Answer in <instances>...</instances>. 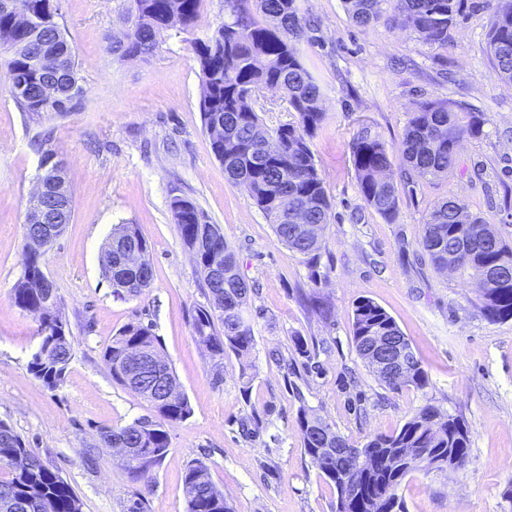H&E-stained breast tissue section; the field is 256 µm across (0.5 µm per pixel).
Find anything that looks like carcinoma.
Masks as SVG:
<instances>
[{"label": "carcinoma", "mask_w": 512, "mask_h": 512, "mask_svg": "<svg viewBox=\"0 0 512 512\" xmlns=\"http://www.w3.org/2000/svg\"><path fill=\"white\" fill-rule=\"evenodd\" d=\"M171 0H126L125 11L132 20L122 37L112 42V52L121 58L146 57L164 42L168 31L194 27L201 0H180V12L173 22L165 19ZM232 23H225L207 40L194 43L202 75L200 112L205 128L224 124V136L212 142L216 158L224 165L228 179L245 185L257 207L273 226L279 242L296 252L316 256L321 234L305 235L287 215L301 209L309 223L323 230L328 223L331 202L318 173L310 139L322 126L326 113L321 91L301 60L296 42L304 36V17L298 0H230ZM466 0H343L353 22L369 26L384 22L412 30L432 45L448 46L449 30L465 8ZM40 30L14 21L0 13V46L12 51L7 68L11 92L18 107L32 117L42 118L69 111L76 94H64L47 106L41 105L42 75L31 62L36 41L50 39L57 32L58 8L53 0H30ZM512 48V0L494 14L487 49L494 71L501 80L512 82V60L503 59L505 47ZM268 89L282 93L287 110L298 115L297 125L270 130L260 121V97ZM484 124L483 115L454 101H424L412 113L401 146L402 175L408 181L441 179L456 162V148L466 137H476ZM351 157L360 194L365 203L387 220L399 212V194L387 175L392 155L380 137L363 128L351 144ZM172 218L183 244L197 263L220 266V278L205 281L208 304L196 309L193 329L210 357L221 363L224 354L246 357L254 346V334L246 317L253 292L241 276L234 251L224 241L219 225L194 202L175 197ZM113 232L133 236L144 251L138 270L141 283L126 287L112 285L118 296H138L151 287L154 268L146 239L135 224H120ZM420 247L438 269L448 268L473 279L495 268L498 276L480 288V313L492 321L512 317V246L491 229L483 218L469 212L458 198L437 202L425 219ZM24 271L12 291L19 308L42 303L41 288L31 278L42 274L43 253L25 252ZM38 334L54 344L49 359L32 356L28 370L45 387L54 390L63 382L72 358L73 343L62 312L61 298L39 322ZM377 335L404 337L395 320L369 299L354 309L355 348L368 359L369 338ZM130 345L160 354L152 325L128 324L112 337L103 352L106 363L121 357ZM377 379L392 389L402 384L423 388L428 375L417 357L403 381H389L377 370ZM149 402L156 417H139L131 423L100 431L108 448L120 445L138 449L137 455L120 461L131 483H137L166 458L169 437L166 425L183 421L191 414L184 393L170 396L162 385L149 392L133 389ZM298 426L304 450L321 476L336 488V512H397L398 490L412 471L452 465V457L468 456L470 439L463 423L440 409L427 405L390 435H379L358 449L359 456L336 458L340 448H351L348 438L331 424L302 406ZM0 512L10 500L24 498V512H82V502L56 471L46 467L38 453L7 423L0 421ZM183 485L186 512H233L208 475V466L198 459L187 465Z\"/></svg>", "instance_id": "1"}]
</instances>
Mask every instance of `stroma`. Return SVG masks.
I'll return each mask as SVG.
<instances>
[{
    "label": "stroma",
    "instance_id": "obj_1",
    "mask_svg": "<svg viewBox=\"0 0 512 512\" xmlns=\"http://www.w3.org/2000/svg\"><path fill=\"white\" fill-rule=\"evenodd\" d=\"M479 2L437 48L383 22L356 25L343 0H301L310 25L297 48L326 112L310 146L331 201L314 260L277 241L212 152L193 43L223 23L224 0H202L192 30L172 29L152 56L129 60L111 50L126 29L122 0H56L81 92L69 112L40 120L17 106L0 50V420L59 472L82 512H127L136 497L145 512H185L183 474L197 459L234 512H335V487L304 452L299 407L359 448L428 404L462 420L469 454L461 468L411 472L398 491L403 512H512V319L482 316L478 284L437 270L420 247L428 213L447 197L512 243V83L497 78L487 50L499 0ZM436 99L483 113L482 132L462 141L446 178L408 184L393 168L399 214L387 220L361 198L351 142L366 126L397 151L411 114ZM40 132L64 161L72 194L71 221L43 257L73 342L53 391L27 368L38 318L11 298L41 173L32 146ZM177 196L219 225L256 287L255 345L247 360L225 356L219 384L194 336L205 274L172 220ZM118 224L138 225L150 247L154 281L138 297H115L103 274V246ZM365 298L409 339L425 388H389L357 354L354 308ZM139 322L152 324L191 414L168 425V456L134 485L99 433L154 413L102 359L113 336Z\"/></svg>",
    "mask_w": 512,
    "mask_h": 512
}]
</instances>
